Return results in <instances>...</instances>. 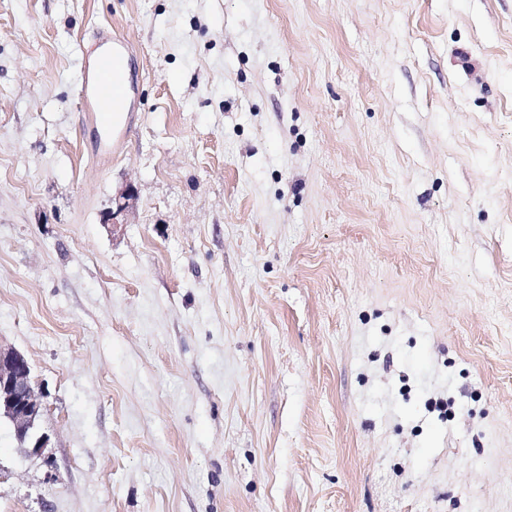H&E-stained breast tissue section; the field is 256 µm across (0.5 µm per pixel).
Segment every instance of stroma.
I'll return each mask as SVG.
<instances>
[{
	"instance_id": "1",
	"label": "stroma",
	"mask_w": 512,
	"mask_h": 512,
	"mask_svg": "<svg viewBox=\"0 0 512 512\" xmlns=\"http://www.w3.org/2000/svg\"><path fill=\"white\" fill-rule=\"evenodd\" d=\"M0 346V512H512V0H0ZM92 39L105 50L93 59L81 57L76 91L85 121L102 132L94 153L101 160L121 148L137 114L125 109L130 42L106 25L95 27ZM114 200L115 207L113 205L114 202H112V208H109L102 215L103 224H113L112 226H114V224L125 223L124 216L135 200L133 187L126 186L123 188ZM42 397L32 384L24 356L0 346V421L10 424L17 450L25 456L41 455L48 444L47 436L38 432L45 408Z\"/></svg>"
}]
</instances>
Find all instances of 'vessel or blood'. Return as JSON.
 Listing matches in <instances>:
<instances>
[{"label":"vessel or blood","instance_id":"1","mask_svg":"<svg viewBox=\"0 0 512 512\" xmlns=\"http://www.w3.org/2000/svg\"><path fill=\"white\" fill-rule=\"evenodd\" d=\"M92 38L103 51L82 58L77 98L85 121L101 133L95 154L106 159L121 148L137 120L134 111L125 106L130 43L106 25L95 27Z\"/></svg>","mask_w":512,"mask_h":512}]
</instances>
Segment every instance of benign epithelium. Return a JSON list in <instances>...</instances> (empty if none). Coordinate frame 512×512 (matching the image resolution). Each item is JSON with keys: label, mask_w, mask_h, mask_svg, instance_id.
Segmentation results:
<instances>
[{"label": "benign epithelium", "mask_w": 512, "mask_h": 512, "mask_svg": "<svg viewBox=\"0 0 512 512\" xmlns=\"http://www.w3.org/2000/svg\"><path fill=\"white\" fill-rule=\"evenodd\" d=\"M134 200L133 187L123 188L115 198V206L103 213L102 223H124ZM43 413L42 395L32 384L27 360L17 351L0 347V419L10 424L18 451L25 456H38L47 447V436L38 432Z\"/></svg>", "instance_id": "obj_1"}]
</instances>
